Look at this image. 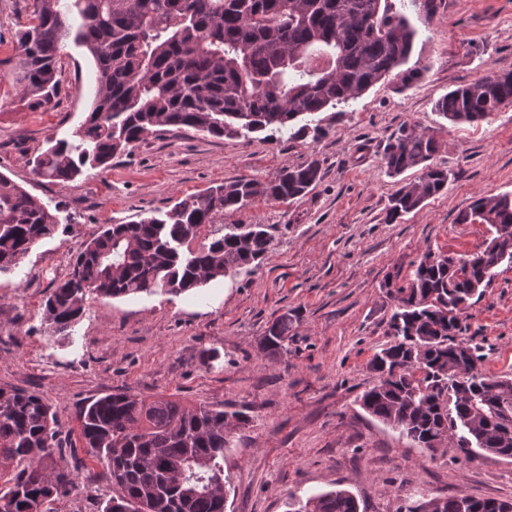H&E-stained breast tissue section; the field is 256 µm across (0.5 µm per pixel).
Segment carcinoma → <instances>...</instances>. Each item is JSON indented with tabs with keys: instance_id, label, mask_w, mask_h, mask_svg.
<instances>
[{
	"instance_id": "obj_1",
	"label": "carcinoma",
	"mask_w": 512,
	"mask_h": 512,
	"mask_svg": "<svg viewBox=\"0 0 512 512\" xmlns=\"http://www.w3.org/2000/svg\"><path fill=\"white\" fill-rule=\"evenodd\" d=\"M96 65V93L72 140L48 141L32 159L39 177L68 182L83 169L106 168L155 132L192 128L213 137L265 134L296 140L322 135L317 114L347 105L391 74L404 84L414 30L386 0H33L18 33L25 96L46 99L57 84L66 40ZM512 106V72L460 85L435 103L452 124L474 123ZM434 136L403 125L382 156L391 176L418 167L391 198L388 221L420 209L448 183L432 163ZM321 178L311 159L264 180L238 179L186 196L167 211L110 224L72 261L44 303V319L63 335L89 299L146 293L181 295L257 267L271 247L260 224L224 225L196 249L216 216L258 200L305 195ZM459 224H485L490 237L471 255L426 252L407 287L390 292L392 341L370 360L379 383L359 405L420 448L448 442L470 457L485 449L512 453V378L478 369V348L456 339L463 314L495 270L512 266V193L476 200ZM58 216L0 174V274L12 271ZM291 318L269 328L265 348L288 351ZM241 411L187 406L128 390L79 411L84 445L112 481L102 512H224L226 432ZM75 478L62 456L57 414L40 395L0 387V512H43L67 496ZM434 497L399 512H512V500ZM288 512H360L346 489L288 503Z\"/></svg>"
}]
</instances>
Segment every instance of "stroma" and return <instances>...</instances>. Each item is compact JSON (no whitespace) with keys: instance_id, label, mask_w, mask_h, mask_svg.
I'll use <instances>...</instances> for the list:
<instances>
[{"instance_id":"1","label":"stroma","mask_w":512,"mask_h":512,"mask_svg":"<svg viewBox=\"0 0 512 512\" xmlns=\"http://www.w3.org/2000/svg\"><path fill=\"white\" fill-rule=\"evenodd\" d=\"M415 29L409 85L390 77L350 105L321 114L318 139L215 138L190 128L149 135L110 168L67 183L37 177L29 158L49 138H70L95 95L90 55L67 44L47 100L22 96L16 33L32 0H0V173L48 206L60 223L12 272L0 275V386L41 394L74 445L75 477L54 512H100L112 495L101 465L79 447L80 408L118 390L167 395L241 411L227 436L225 512H287L293 497L349 490L360 512H397L407 499H512V459L420 448L365 412L357 398L378 381L369 366L384 347L390 289L408 285L426 251L473 254L483 224L456 218L476 199L512 192V107L473 125H450L435 102L457 86L512 71V0H388ZM439 142L447 187L417 212L388 222L400 181L382 153L402 125ZM322 178L306 195L256 201L217 217L262 224L272 246L258 268L211 281L191 294H140L87 302L63 336H51L44 302L84 244L108 224L165 211L180 198L237 179L265 180L311 158ZM288 351L263 348L282 314ZM464 339L481 348L483 373L512 377V266L497 268L468 311Z\"/></svg>"}]
</instances>
